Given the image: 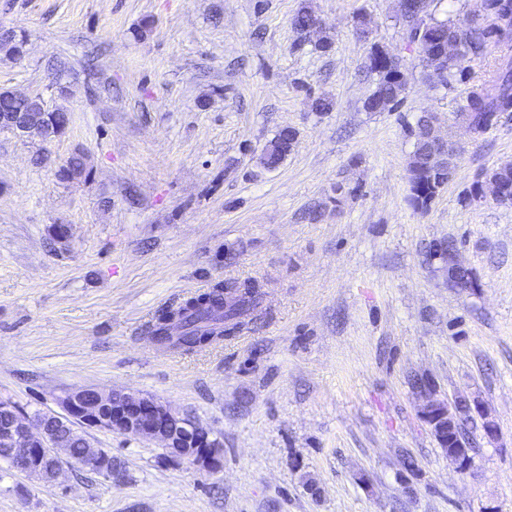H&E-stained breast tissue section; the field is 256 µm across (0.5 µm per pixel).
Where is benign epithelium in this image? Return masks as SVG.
<instances>
[{"label": "benign epithelium", "mask_w": 512, "mask_h": 512, "mask_svg": "<svg viewBox=\"0 0 512 512\" xmlns=\"http://www.w3.org/2000/svg\"><path fill=\"white\" fill-rule=\"evenodd\" d=\"M430 120L421 132L435 144L440 158H450L453 148L438 133V117L431 113ZM0 128L7 129L22 138H38L49 142L59 137L47 133L40 112H18L6 118L0 117ZM422 399L420 413L430 426L437 442L448 447V422L456 415L454 407L435 397L429 384L417 388ZM63 413L48 412L30 421L17 413L6 428L10 456L14 468L32 474L39 463L55 456L56 437L49 424L56 420H73L89 428H102L122 434H135L159 441L167 457L176 463H188L198 469L214 472L221 467V448L212 447L210 433L185 417L171 411L154 398L132 396L121 391L105 393L94 388H78L60 398Z\"/></svg>", "instance_id": "obj_1"}]
</instances>
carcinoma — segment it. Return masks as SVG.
I'll list each match as a JSON object with an SVG mask.
<instances>
[{
	"label": "carcinoma",
	"instance_id": "carcinoma-1",
	"mask_svg": "<svg viewBox=\"0 0 512 512\" xmlns=\"http://www.w3.org/2000/svg\"><path fill=\"white\" fill-rule=\"evenodd\" d=\"M486 14L498 19H512V0H486ZM316 15L307 7H301L292 19V25L299 35H304L311 26ZM407 28L410 43L416 45L420 61L425 72L435 68L448 73L442 77L453 76L455 70L472 57L484 53L489 42L493 41L505 50L512 49V31L497 30L495 26L468 25L462 26L452 21L435 19L431 4L425 5L423 15L419 18L410 13L402 14ZM459 36L462 53L457 59L439 60L443 46L448 43V34ZM26 36L22 33L13 34L7 43L0 42V54L9 60H18L25 53ZM369 75L375 78V88L364 102L366 111H372L371 99H381L397 105L406 90L407 77L403 68L392 69L376 63L365 66ZM464 112H475L487 126L498 122L500 117L512 112V58L503 55L499 66L490 72L488 79L473 88L462 107ZM295 131L279 132L266 148L264 161L269 167L277 166L288 155L295 142ZM433 145L425 139H415L414 150L409 162V184L411 204L424 210L448 183L454 173L452 165L438 166L432 161ZM85 170L84 158L80 154L70 157L60 170L64 180H74L82 176ZM485 181L494 182L502 189L512 191V166H502L485 173ZM244 295L232 303H224V290L230 285L217 283L211 291L187 300L184 304L159 314L152 325L151 333L154 341L166 348L179 349L183 352H194L203 347L218 343L224 339V322L233 321L244 315L256 305L253 283H244ZM176 318L181 322L182 332L174 335L168 330V321ZM468 418L454 422V440L448 442L445 453L453 456L457 452L456 444L468 445L475 451L473 440L466 430ZM56 437L64 453L73 461H78L93 449L85 433L78 431L75 424L61 422L56 427Z\"/></svg>",
	"mask_w": 512,
	"mask_h": 512
}]
</instances>
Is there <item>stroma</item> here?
Listing matches in <instances>:
<instances>
[{
    "mask_svg": "<svg viewBox=\"0 0 512 512\" xmlns=\"http://www.w3.org/2000/svg\"><path fill=\"white\" fill-rule=\"evenodd\" d=\"M305 5L329 52L294 30ZM1 27L28 45L0 60V88L70 124L46 143L0 129V400L31 415L80 387L151 396L210 429L224 459L208 474L90 428L111 479L69 461L47 483L0 461V512H512V205L468 197L512 165V114L478 136L456 119L497 46L435 87L401 0H0ZM375 44L407 76L384 112L363 108ZM426 112L458 153L421 211L408 163ZM286 127L295 147L267 168ZM75 154L85 175L61 180ZM448 240L470 289L434 253ZM220 281L259 286L223 342L152 341L160 310ZM418 378L478 405L467 472L422 419Z\"/></svg>",
    "mask_w": 512,
    "mask_h": 512,
    "instance_id": "1",
    "label": "stroma"
}]
</instances>
